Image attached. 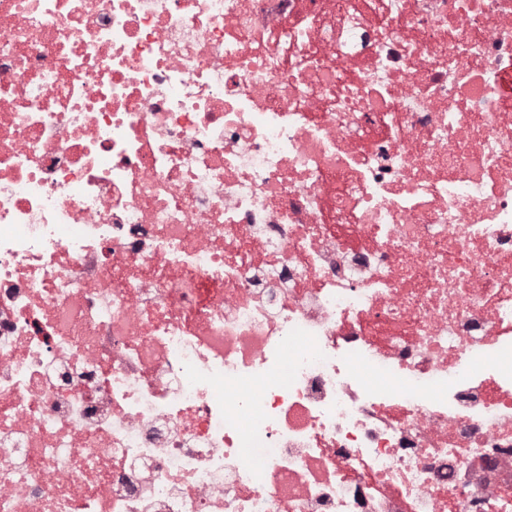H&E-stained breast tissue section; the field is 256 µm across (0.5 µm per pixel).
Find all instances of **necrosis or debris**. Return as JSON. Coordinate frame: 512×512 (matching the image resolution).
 <instances>
[{"label": "necrosis or debris", "mask_w": 512, "mask_h": 512, "mask_svg": "<svg viewBox=\"0 0 512 512\" xmlns=\"http://www.w3.org/2000/svg\"><path fill=\"white\" fill-rule=\"evenodd\" d=\"M0 512H512V0H0Z\"/></svg>", "instance_id": "4bbe7bcc"}]
</instances>
